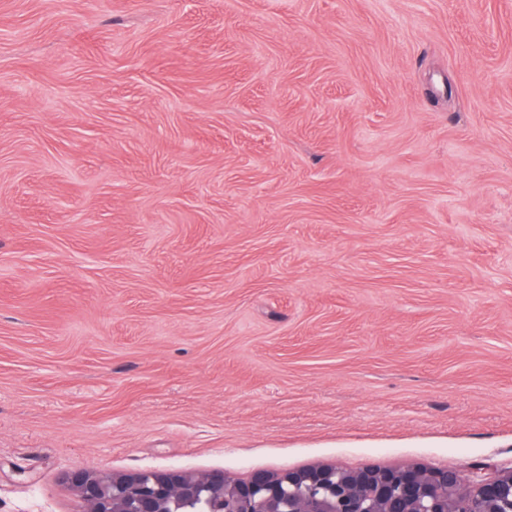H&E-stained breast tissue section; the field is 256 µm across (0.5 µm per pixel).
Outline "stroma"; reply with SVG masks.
I'll return each mask as SVG.
<instances>
[{"instance_id": "stroma-1", "label": "stroma", "mask_w": 512, "mask_h": 512, "mask_svg": "<svg viewBox=\"0 0 512 512\" xmlns=\"http://www.w3.org/2000/svg\"><path fill=\"white\" fill-rule=\"evenodd\" d=\"M403 462L512 466V0H0V512Z\"/></svg>"}]
</instances>
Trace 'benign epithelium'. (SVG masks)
<instances>
[{
  "label": "benign epithelium",
  "mask_w": 512,
  "mask_h": 512,
  "mask_svg": "<svg viewBox=\"0 0 512 512\" xmlns=\"http://www.w3.org/2000/svg\"><path fill=\"white\" fill-rule=\"evenodd\" d=\"M87 512H512V468L486 477L479 471L430 469L414 463L341 470L318 466L281 473L256 471L232 481L222 471L177 470L68 475Z\"/></svg>",
  "instance_id": "1"
}]
</instances>
